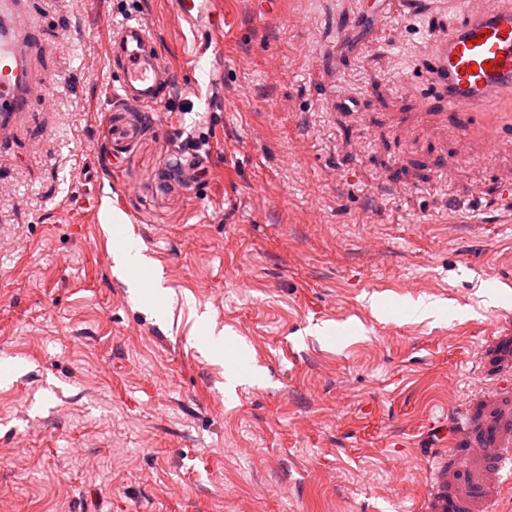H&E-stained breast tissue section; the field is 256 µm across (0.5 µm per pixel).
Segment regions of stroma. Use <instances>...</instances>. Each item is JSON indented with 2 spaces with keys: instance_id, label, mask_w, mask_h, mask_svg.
Segmentation results:
<instances>
[{
  "instance_id": "obj_1",
  "label": "stroma",
  "mask_w": 512,
  "mask_h": 512,
  "mask_svg": "<svg viewBox=\"0 0 512 512\" xmlns=\"http://www.w3.org/2000/svg\"><path fill=\"white\" fill-rule=\"evenodd\" d=\"M456 4L384 0L376 29L374 0H212L200 57L172 0H29L48 97L0 139V359L24 364L0 377V512H437L435 472L478 486L452 512H512L437 443L453 408L478 437L512 413V162L489 169L480 129L399 136L439 100ZM134 15L174 74L149 128L104 50ZM182 131L209 142L202 181L166 177ZM116 214L163 319L116 267ZM404 288L444 316L397 317ZM213 328L242 342L235 387Z\"/></svg>"
}]
</instances>
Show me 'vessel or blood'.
<instances>
[{
	"label": "vessel or blood",
	"instance_id": "vessel-or-blood-1",
	"mask_svg": "<svg viewBox=\"0 0 512 512\" xmlns=\"http://www.w3.org/2000/svg\"><path fill=\"white\" fill-rule=\"evenodd\" d=\"M207 0H176L178 15L196 31H205ZM18 0H0V133H6L27 108L33 86L27 67L32 30L14 21ZM462 22L449 30L440 50L438 79L446 88L444 120L459 134L480 121L493 150L511 149L504 130L512 126V5L495 0H458ZM110 68L120 75L118 96L129 103L160 110L173 89L170 69L157 50L150 24L137 16L113 29L106 39ZM455 442H467V454L481 455L483 443L467 441L465 412L452 415ZM498 482L512 481V438L496 442Z\"/></svg>",
	"mask_w": 512,
	"mask_h": 512
}]
</instances>
